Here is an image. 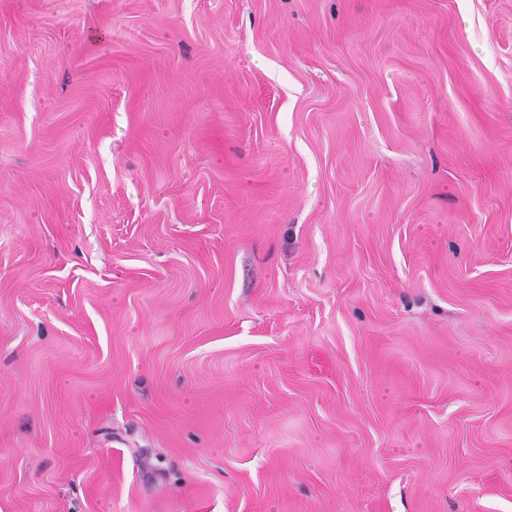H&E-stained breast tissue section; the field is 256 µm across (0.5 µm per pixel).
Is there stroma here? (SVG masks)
<instances>
[{
	"instance_id": "obj_1",
	"label": "stroma",
	"mask_w": 512,
	"mask_h": 512,
	"mask_svg": "<svg viewBox=\"0 0 512 512\" xmlns=\"http://www.w3.org/2000/svg\"><path fill=\"white\" fill-rule=\"evenodd\" d=\"M0 512H512V0H0Z\"/></svg>"
}]
</instances>
